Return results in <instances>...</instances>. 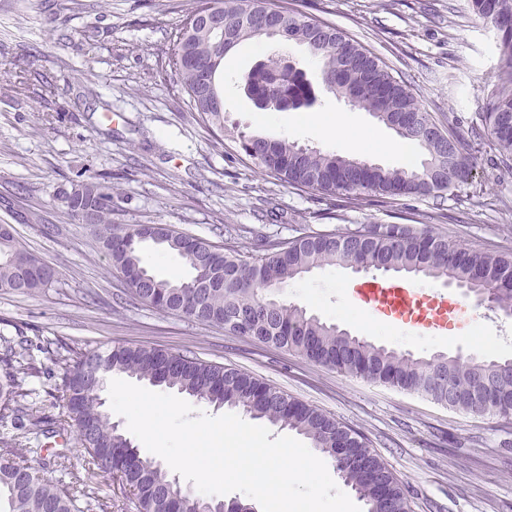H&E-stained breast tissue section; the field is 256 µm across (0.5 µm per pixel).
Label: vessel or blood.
<instances>
[{"label": "vessel or blood", "instance_id": "1", "mask_svg": "<svg viewBox=\"0 0 512 512\" xmlns=\"http://www.w3.org/2000/svg\"><path fill=\"white\" fill-rule=\"evenodd\" d=\"M356 294L370 309L398 319L408 307H416L422 325L429 327L441 325L448 316V291L444 288L425 295L408 288L401 280L382 278L363 282Z\"/></svg>", "mask_w": 512, "mask_h": 512}]
</instances>
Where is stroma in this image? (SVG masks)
<instances>
[{"instance_id": "obj_1", "label": "stroma", "mask_w": 512, "mask_h": 512, "mask_svg": "<svg viewBox=\"0 0 512 512\" xmlns=\"http://www.w3.org/2000/svg\"><path fill=\"white\" fill-rule=\"evenodd\" d=\"M341 29L410 86L440 126L457 130L466 179L440 196L351 199L298 190L263 172L190 110L168 65L173 32L196 0H0V61L17 58L29 96L0 78V224L59 280L37 296L0 292V336L51 339L76 351L147 345L223 363L316 406L362 433L405 485L411 512H512V419L448 409L417 392L346 376L302 356L163 314L130 299L90 224L72 223L58 191L77 177L111 180L114 219L169 224L176 230L255 254L258 237L289 241L304 232L362 224H425L468 249L512 251V170L499 165L478 125L498 50L493 29L467 0H272ZM267 40H249L224 58V123L247 134L340 152L321 118L341 116L399 143L373 163L401 168L421 150L370 113L326 93L304 111L261 112L239 80L262 59ZM376 271L325 267L280 289L367 340L428 357L512 358V318L448 284L452 314L441 328L405 322L394 337L365 331L369 310L350 300V285ZM30 378L36 415L62 413L60 366L37 355ZM21 462L45 477L57 461L89 476L112 512H137L111 475H88L76 432L58 426L23 440Z\"/></svg>"}]
</instances>
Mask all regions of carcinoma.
Returning a JSON list of instances; mask_svg holds the SVG:
<instances>
[{
  "label": "carcinoma",
  "instance_id": "obj_1",
  "mask_svg": "<svg viewBox=\"0 0 512 512\" xmlns=\"http://www.w3.org/2000/svg\"><path fill=\"white\" fill-rule=\"evenodd\" d=\"M468 2L473 14L496 31L499 62L480 120L499 164L512 169V0ZM207 12L222 28L211 31L197 24L199 15ZM270 18L291 34L276 44L304 47L326 93L386 125L398 122L397 135L417 145L424 159L391 169L286 139L226 133L224 94L216 77L226 54L263 36ZM169 66L191 109L218 133V144H224L226 136L238 140L255 165L293 188L326 195L428 196L448 191L466 178V165L453 155L463 139L453 129L438 126L410 87L379 57L335 26L277 10L269 0H198L175 33ZM207 68L215 80L203 86L200 77ZM241 84L251 101L265 102L269 111L289 100L303 107L317 101L303 69L276 78L271 69L257 65ZM77 186L78 200L90 208L88 219L98 230L101 247L111 256L113 269L125 277L134 299L161 313L293 351L344 375L421 392L453 410L469 413L479 405L486 413L512 418V380L497 379L489 388L472 387L476 379L511 375L512 360L415 357L352 335L296 304L266 296L314 268L358 266L445 278L467 289L478 302L487 301L507 313L512 310V294L498 284L512 279V252L460 248L426 226L371 224L306 233L291 241L265 239L261 255L246 257L232 245H215L167 224L158 225L155 236L146 238L145 225L113 221L112 185L90 179ZM150 244L176 254L190 277L174 281L149 272L141 252ZM55 281L56 271L13 231L0 233L1 291L35 294ZM0 348V414L12 415L26 434L49 432L55 421L33 416L22 403L30 395L24 384L34 370L33 341L26 336H0ZM40 352L64 364L66 422L75 428L79 446L97 469L129 488L137 512H188L205 498L182 489L161 463L143 456L114 428L101 399L107 373H122L217 408H240L256 419L306 436L313 448L336 463L351 455L360 466L341 472V477L365 502L367 512H409L402 482L356 430L235 367L145 345L114 346L105 356L86 350L69 358L48 341ZM450 376L457 387L451 395L446 383ZM19 452L16 443L0 439V512H109L107 500L87 492L88 478L67 471L64 465L60 478H44L34 467L16 461Z\"/></svg>",
  "mask_w": 512,
  "mask_h": 512
}]
</instances>
